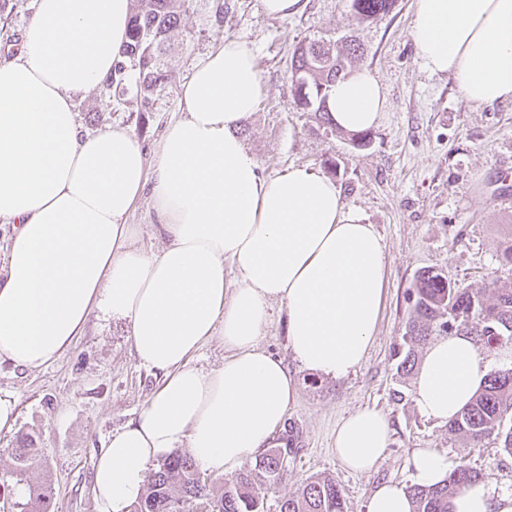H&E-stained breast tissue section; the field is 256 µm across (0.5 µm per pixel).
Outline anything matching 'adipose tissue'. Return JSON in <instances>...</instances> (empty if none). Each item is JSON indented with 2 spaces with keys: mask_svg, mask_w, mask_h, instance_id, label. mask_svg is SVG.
Returning <instances> with one entry per match:
<instances>
[{
  "mask_svg": "<svg viewBox=\"0 0 512 512\" xmlns=\"http://www.w3.org/2000/svg\"><path fill=\"white\" fill-rule=\"evenodd\" d=\"M131 0H35L21 48L0 61V222L12 225L0 280V363L31 372L58 359L93 312L126 321L139 364L161 388L136 421L112 433L98 457V512H129L148 466L180 448L203 470L232 475L267 448L297 387L259 345L271 303L288 313V349L335 379L360 366L381 315L388 267L382 237L328 177L304 167L264 177L237 130L255 111L254 50L227 40L180 89L181 118L154 159L134 134L82 132L74 99L101 86L123 58ZM412 38L422 68L449 75L481 105L512 99V0H414ZM336 125L378 127L387 98L358 68L331 88ZM150 196L164 246L136 247L129 217ZM225 350L214 369L196 353ZM489 371L471 336L426 349L412 398L422 416L448 422ZM389 422L363 408L342 418L335 452L370 471ZM414 484L444 479L447 456L413 450ZM452 512H512V493L463 487Z\"/></svg>",
  "mask_w": 512,
  "mask_h": 512,
  "instance_id": "adipose-tissue-1",
  "label": "adipose tissue"
}]
</instances>
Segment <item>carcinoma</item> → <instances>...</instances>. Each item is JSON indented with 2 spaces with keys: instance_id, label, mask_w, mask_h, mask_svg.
<instances>
[{
  "instance_id": "cac0c4a2",
  "label": "carcinoma",
  "mask_w": 512,
  "mask_h": 512,
  "mask_svg": "<svg viewBox=\"0 0 512 512\" xmlns=\"http://www.w3.org/2000/svg\"><path fill=\"white\" fill-rule=\"evenodd\" d=\"M131 28L124 49L125 58L136 62L138 90L143 108H149L154 93L165 87L169 75L163 57L171 50L170 35L181 23L189 0H133ZM394 0H351V7L361 21L389 12ZM358 45L335 44L314 39L295 46L290 58V74L298 75L291 84L297 105L318 114L320 122L334 125L327 108L328 93L341 73L344 62L359 58ZM126 81V62L121 61L104 80L105 90H121ZM490 299L448 283L440 273L425 270L416 277L409 295L412 310L407 328L405 352L399 364L409 372L415 364L413 345L419 344L436 329L453 330V323L471 327L489 347L512 344V289L492 286ZM512 367L488 375L471 403L448 422V432L459 435L476 446L495 434L502 448L512 455ZM281 443L256 460L255 468L239 473L232 483L214 489L200 479L191 456L179 451L163 459L148 475L145 489L130 507V512H265L267 489L258 486L263 477L275 484L286 470V457L297 453L298 433L293 425L284 430ZM35 451L34 439L25 435L13 449L14 469L0 475V485L30 469ZM483 475L460 464L433 487L411 485L408 493L413 512H451V500L466 485L477 483ZM14 506L22 512H55L50 492L28 486L26 501ZM278 512H347L346 500L336 480L329 476H311L302 482L296 494L278 502Z\"/></svg>"
}]
</instances>
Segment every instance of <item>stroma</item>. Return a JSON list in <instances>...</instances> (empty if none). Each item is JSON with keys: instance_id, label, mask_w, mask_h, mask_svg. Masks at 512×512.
Segmentation results:
<instances>
[{"instance_id": "1", "label": "stroma", "mask_w": 512, "mask_h": 512, "mask_svg": "<svg viewBox=\"0 0 512 512\" xmlns=\"http://www.w3.org/2000/svg\"><path fill=\"white\" fill-rule=\"evenodd\" d=\"M219 3L220 23L214 17ZM412 22L413 0H395L388 13L364 22L350 0H308L301 15L288 19L265 15L261 0H190L172 35L169 82L149 108L141 106L133 66L125 92L98 87L76 101L84 132L129 129L147 158H154L167 128L181 116L179 90L193 66L223 40L246 42L256 53L261 92L239 135L262 173L275 177L305 166L329 177L383 238L388 272L381 316L364 361L347 377L301 368L288 350L285 309L277 303L268 309L260 345L282 358L296 381L297 398L285 420L297 429L300 444L266 496L267 512H277L281 499L317 474L336 478L348 512H364L376 485H410L407 458L416 448L465 463L498 491L512 492V455L500 439L492 436L473 448L450 434L447 424L423 418L412 400L414 376L398 368L411 312L408 291L418 272L436 270L475 292L490 282L512 288V263L504 258L512 247V100L470 103L450 76L424 70ZM314 37L355 40L363 54L354 67L381 83L387 114L366 138L323 126L296 106L288 64L294 46ZM160 385V377L134 357L127 324L98 311L83 335L40 371L0 363V398L16 403L14 425L0 430V473L12 471L11 450L22 434L37 438L33 466L12 490L0 489V499L18 501L25 485H41L57 512H98L97 456ZM363 407L385 412L392 435L375 467L356 474L339 462L333 441L340 418Z\"/></svg>"}]
</instances>
